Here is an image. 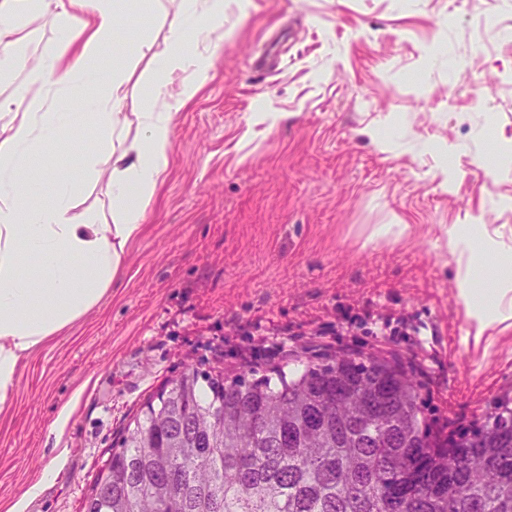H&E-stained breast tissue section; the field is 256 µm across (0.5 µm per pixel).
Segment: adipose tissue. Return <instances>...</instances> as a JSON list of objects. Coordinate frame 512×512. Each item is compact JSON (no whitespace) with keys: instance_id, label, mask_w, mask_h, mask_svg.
Returning a JSON list of instances; mask_svg holds the SVG:
<instances>
[{"instance_id":"ef3b65f1","label":"adipose tissue","mask_w":512,"mask_h":512,"mask_svg":"<svg viewBox=\"0 0 512 512\" xmlns=\"http://www.w3.org/2000/svg\"><path fill=\"white\" fill-rule=\"evenodd\" d=\"M184 23L170 26L167 47L154 53V99L162 111L148 108L135 117L124 115L128 78L112 73L100 80L96 61L111 42L128 0H63L59 20L67 37L46 59L30 62L28 41L17 22L38 0H0V81L16 70L28 71L27 106L13 110L0 102V416H7L19 394L28 363L87 312L96 307L123 272L127 245L142 232L146 209L169 166L174 114L197 95L200 70L185 72L182 46L187 25L222 27L224 0H186ZM183 71L178 88L168 80ZM102 81L92 106L103 141L118 143L108 177L110 214L75 213L76 189L67 181L55 184L50 207L30 209L26 188L37 169L32 157L59 128L74 140L84 138L79 116L54 111L57 100L75 95L86 83ZM138 132L128 136L129 124ZM39 267L37 275L22 268L23 259ZM460 296L466 316L475 324V339L491 329L512 328V276L499 277L489 288L472 285L471 273L459 271Z\"/></svg>"}]
</instances>
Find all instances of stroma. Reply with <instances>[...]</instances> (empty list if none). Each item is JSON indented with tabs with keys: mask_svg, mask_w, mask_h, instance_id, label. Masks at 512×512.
Wrapping results in <instances>:
<instances>
[{
	"mask_svg": "<svg viewBox=\"0 0 512 512\" xmlns=\"http://www.w3.org/2000/svg\"><path fill=\"white\" fill-rule=\"evenodd\" d=\"M182 0H137L120 17L102 75L128 69L126 111L155 73ZM55 6L23 12L29 48L65 38ZM196 98L172 123L170 163L99 305L24 369L0 424V502L59 473L27 512H81L96 472L147 398L186 365L291 373L324 353L414 364L435 428L450 432L512 394V329L474 344L445 246L482 225L512 249V0H224ZM98 139L68 131L41 149L44 178L77 185L76 212L109 213L86 164ZM402 224L400 238H379ZM63 429L53 423L64 405Z\"/></svg>",
	"mask_w": 512,
	"mask_h": 512,
	"instance_id": "obj_1",
	"label": "stroma"
}]
</instances>
